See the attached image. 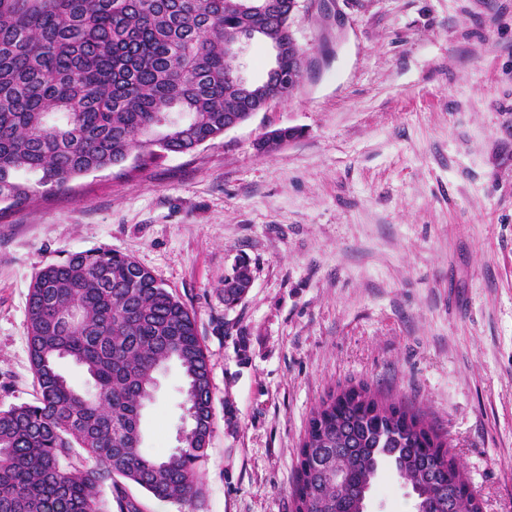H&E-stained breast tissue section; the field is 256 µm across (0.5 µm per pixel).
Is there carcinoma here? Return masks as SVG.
<instances>
[{
    "instance_id": "cac0c4a2",
    "label": "carcinoma",
    "mask_w": 512,
    "mask_h": 512,
    "mask_svg": "<svg viewBox=\"0 0 512 512\" xmlns=\"http://www.w3.org/2000/svg\"><path fill=\"white\" fill-rule=\"evenodd\" d=\"M289 0H0V215L131 154L155 161L224 135L256 102L228 78L224 41L289 27ZM224 282V304L241 300ZM39 386L32 404L0 409V512H140L134 484L163 502L203 497L199 463L213 432L211 368L195 315L130 256L71 253L41 268L26 306ZM71 359L92 380L77 390ZM180 368L195 427L156 458L143 448V410L158 374ZM318 434L299 448V512H362L383 469L409 485L418 512H475L463 467L421 415L368 386L329 393L312 412ZM109 488L110 497L103 495Z\"/></svg>"
}]
</instances>
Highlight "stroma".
<instances>
[{
  "label": "stroma",
  "instance_id": "35a3bbf8",
  "mask_svg": "<svg viewBox=\"0 0 512 512\" xmlns=\"http://www.w3.org/2000/svg\"><path fill=\"white\" fill-rule=\"evenodd\" d=\"M310 69L198 150L88 174L0 220V407L34 402L38 271L105 247L194 312L213 432L204 495L141 512H294L314 408L364 383L420 411L483 512H512V0H302ZM296 138L265 153L267 132ZM252 285L221 294L238 259ZM144 448L177 446L183 379L158 376ZM373 512H416L383 473Z\"/></svg>",
  "mask_w": 512,
  "mask_h": 512
}]
</instances>
